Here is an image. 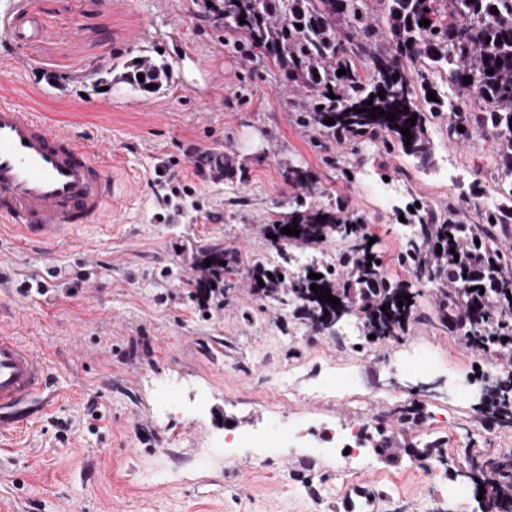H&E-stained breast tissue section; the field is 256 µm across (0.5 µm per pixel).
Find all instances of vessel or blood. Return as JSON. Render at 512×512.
I'll return each mask as SVG.
<instances>
[{"label": "vessel or blood", "mask_w": 512, "mask_h": 512, "mask_svg": "<svg viewBox=\"0 0 512 512\" xmlns=\"http://www.w3.org/2000/svg\"><path fill=\"white\" fill-rule=\"evenodd\" d=\"M117 182L109 151L73 137L29 105L0 102V224L52 243L111 218ZM52 386L42 350L0 332V407H16Z\"/></svg>", "instance_id": "1"}]
</instances>
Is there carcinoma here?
<instances>
[{
	"label": "carcinoma",
	"mask_w": 512,
	"mask_h": 512,
	"mask_svg": "<svg viewBox=\"0 0 512 512\" xmlns=\"http://www.w3.org/2000/svg\"><path fill=\"white\" fill-rule=\"evenodd\" d=\"M206 12L224 27L245 35L252 56L270 59L283 78L309 92L310 105L299 114V122L326 139L350 142L354 147L372 143L385 152L402 149L426 157L429 153L424 133V113L448 107L453 131L468 139L478 130L491 137L499 150L498 175L512 176V0H203ZM426 19L424 27L419 21ZM303 28H297V25ZM431 69L447 74L460 96H442L432 88L437 100L419 103L415 80L428 86L423 73L407 68L420 59ZM346 70L339 76L337 71ZM164 62L138 61L125 79L143 92L158 85L168 75ZM143 79H138V75ZM471 77L465 81L464 77ZM385 91V98L378 91ZM334 93L335 98L328 97ZM371 106L387 116L370 117ZM331 118L334 123H326ZM416 122H410V119ZM463 130H458V127ZM408 128V140L401 129ZM410 144H405V141ZM336 208L310 207L293 212L287 225H297L300 235L281 233V224H268L266 232L277 235L278 249L290 244L309 245L338 233L351 241L336 267H326L322 278L298 275L283 257L279 267L268 272L253 265L254 290L270 301L280 302L289 284L301 301L303 317L311 327L324 326L350 312L361 315L365 335L381 341L396 335L410 319L417 293L391 279L376 263L367 237L340 216ZM485 227L475 231L469 224L439 221L427 209L416 224V239L398 256V263L443 286L441 294L448 310H467L469 344L483 352L512 356V254L501 251L495 238L498 224L512 223V209L496 206L485 211ZM455 253H450V249ZM459 260H454V255ZM203 276L196 281L195 297L211 291V286L230 276L243 259L227 249L205 252ZM349 269V280L338 270ZM264 285H259L258 280ZM330 290L339 299L334 307L320 301V292L310 285ZM454 289L448 293L446 286ZM411 296V304L397 306L399 297ZM390 308L381 310V307ZM498 401L492 415L501 425L512 426V370L496 385ZM470 477L484 486L488 512H512V463H469Z\"/></svg>",
	"instance_id": "obj_1"
}]
</instances>
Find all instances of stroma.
<instances>
[{"label":"stroma","mask_w":512,"mask_h":512,"mask_svg":"<svg viewBox=\"0 0 512 512\" xmlns=\"http://www.w3.org/2000/svg\"><path fill=\"white\" fill-rule=\"evenodd\" d=\"M143 56L171 66L157 92L124 80ZM2 98L103 140L119 190L112 222L52 244L0 229V324L44 349L53 377L26 427L0 441V512H336L338 494L364 475L383 493L377 512H449L421 464L464 485L456 512H486L459 453L497 460L512 450V427L484 426L502 372L449 330L440 293L396 258L418 221L413 205L475 225L487 207L512 206L496 187L491 140H458L443 110L428 118L423 159L319 146L297 121L306 91L251 57L202 0H0ZM202 152L231 158L223 180L195 171ZM291 168L309 182L287 180ZM173 172L188 188L180 199ZM388 178L403 187L391 204L375 195ZM338 202L373 238L385 273L418 293L395 337L366 343L353 315L314 332L295 300L255 295L246 267L230 289L193 298L202 250L274 267L265 225ZM280 378L294 398L273 397ZM165 381L175 390L163 402ZM433 411L451 421L440 445ZM273 419L306 420L312 439L361 419L369 438L346 468L288 443L266 459L220 455L199 467L211 439Z\"/></svg>","instance_id":"1"}]
</instances>
